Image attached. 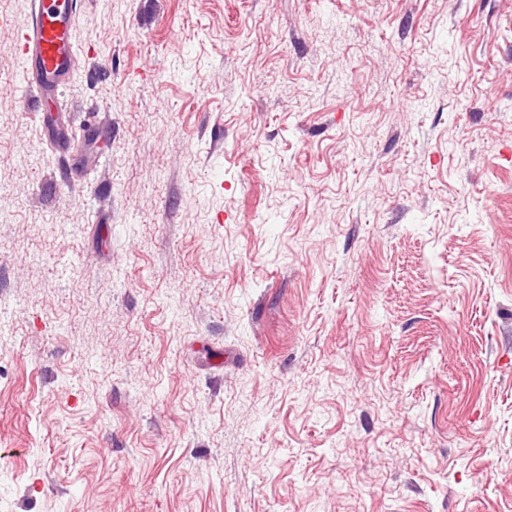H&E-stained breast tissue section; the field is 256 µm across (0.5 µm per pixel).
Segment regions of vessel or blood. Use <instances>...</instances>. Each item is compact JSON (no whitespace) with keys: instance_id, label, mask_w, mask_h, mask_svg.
Instances as JSON below:
<instances>
[{"instance_id":"b4317fda","label":"vessel or blood","mask_w":512,"mask_h":512,"mask_svg":"<svg viewBox=\"0 0 512 512\" xmlns=\"http://www.w3.org/2000/svg\"><path fill=\"white\" fill-rule=\"evenodd\" d=\"M81 7L82 0H34L30 20L18 31L25 81L40 94L58 93L74 70L73 32Z\"/></svg>"}]
</instances>
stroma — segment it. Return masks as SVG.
<instances>
[{
  "label": "stroma",
  "instance_id": "obj_1",
  "mask_svg": "<svg viewBox=\"0 0 512 512\" xmlns=\"http://www.w3.org/2000/svg\"><path fill=\"white\" fill-rule=\"evenodd\" d=\"M0 0V512H512V0H85L39 131Z\"/></svg>",
  "mask_w": 512,
  "mask_h": 512
}]
</instances>
